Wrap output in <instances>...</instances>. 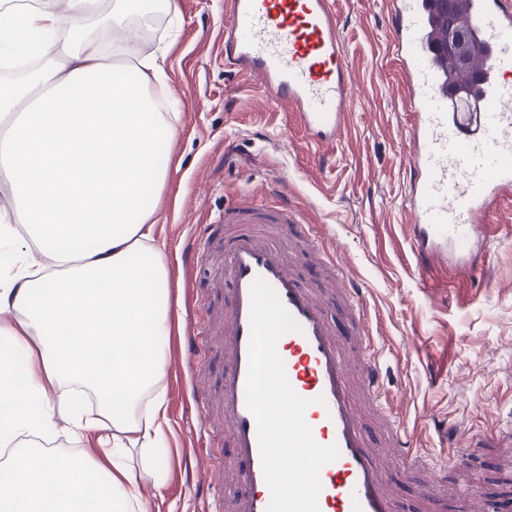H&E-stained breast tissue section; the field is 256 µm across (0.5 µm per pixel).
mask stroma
<instances>
[{
    "label": "stroma",
    "mask_w": 512,
    "mask_h": 512,
    "mask_svg": "<svg viewBox=\"0 0 512 512\" xmlns=\"http://www.w3.org/2000/svg\"><path fill=\"white\" fill-rule=\"evenodd\" d=\"M176 2L175 34L158 13L153 34L140 36L148 51L167 41L169 92L182 114L168 178L146 197L162 216L157 232L176 302L165 379L170 479L149 512H205L211 478L195 465L194 449L234 462L223 429L199 431L178 353L202 319L223 318L224 288L215 279L224 270L222 218L245 193L287 204L340 252L367 310L391 408L417 448L437 461L481 438L466 465L448 472L456 495L445 512H457V495L472 487L501 506L512 467L492 445L512 424V188L483 222L480 270L417 262L404 151L413 114L394 74L387 0H334L355 104L344 138L319 146L291 109L225 65V0Z\"/></svg>",
    "instance_id": "obj_1"
}]
</instances>
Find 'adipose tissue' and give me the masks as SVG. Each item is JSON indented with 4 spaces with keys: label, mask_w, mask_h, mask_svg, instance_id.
Segmentation results:
<instances>
[{
    "label": "adipose tissue",
    "mask_w": 512,
    "mask_h": 512,
    "mask_svg": "<svg viewBox=\"0 0 512 512\" xmlns=\"http://www.w3.org/2000/svg\"><path fill=\"white\" fill-rule=\"evenodd\" d=\"M0 0V512H147L169 479L173 296L145 203L170 168L165 47L134 14L174 0ZM63 413L98 453L41 445ZM153 15L152 18L155 19V26L154 32L151 35L146 34L145 31L143 32L141 25L134 18L131 19V25L138 31L141 42L145 44L142 49L146 52L153 50L158 45L161 39L165 37L168 29V15L165 13Z\"/></svg>",
    "instance_id": "adipose-tissue-1"
}]
</instances>
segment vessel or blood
<instances>
[{
    "mask_svg": "<svg viewBox=\"0 0 512 512\" xmlns=\"http://www.w3.org/2000/svg\"><path fill=\"white\" fill-rule=\"evenodd\" d=\"M224 15V56L291 107L317 143L340 139L352 110L350 62L342 48L331 0H229ZM396 73L414 114L407 157L415 179L409 196L410 231L420 257H441L477 268L484 237L481 218L503 188L512 185V0H460V15L478 51L470 76L448 89L437 51L435 0H389ZM228 224L264 225L238 233L224 249V376L218 394L195 386L203 431L212 407H220L238 464L234 478L245 487L232 512H267L271 493L264 480L257 424L246 403L250 342V286L263 278L298 322L280 356L289 383L310 405L305 419L314 440L337 445L339 456L320 470L319 512H402L392 475L367 434L365 414L384 433L390 458L419 476L417 497L433 504L448 498L446 467L428 464L378 401V360L361 345L351 367L346 344L325 301L304 287L297 264L279 239L278 227L294 216L284 205L243 197L225 208ZM297 234L316 259L323 281L336 285V306L359 335L363 307L343 288L344 266L326 255L310 226Z\"/></svg>",
    "mask_w": 512,
    "mask_h": 512,
    "instance_id": "1",
    "label": "vessel or blood"
}]
</instances>
